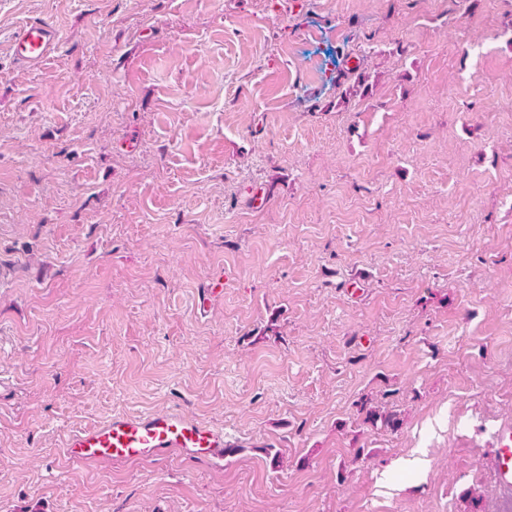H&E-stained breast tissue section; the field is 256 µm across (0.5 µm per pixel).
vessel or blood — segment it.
<instances>
[{
  "mask_svg": "<svg viewBox=\"0 0 512 512\" xmlns=\"http://www.w3.org/2000/svg\"><path fill=\"white\" fill-rule=\"evenodd\" d=\"M62 38L48 21L33 19L17 25L11 36L14 62L34 67L50 58ZM228 443L222 430L185 414L166 411L115 414L91 427L70 432L63 441L66 461L76 467L115 462H141L177 454L200 461L224 460ZM496 483L512 489V427L504 426L492 443Z\"/></svg>",
  "mask_w": 512,
  "mask_h": 512,
  "instance_id": "obj_1",
  "label": "vessel or blood"
}]
</instances>
